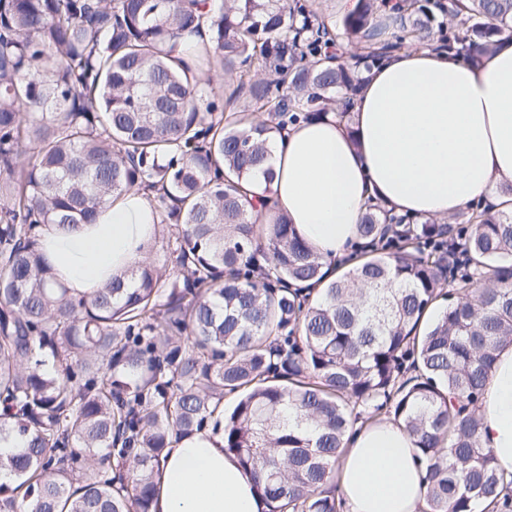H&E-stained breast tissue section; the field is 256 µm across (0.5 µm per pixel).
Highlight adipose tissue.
Returning a JSON list of instances; mask_svg holds the SVG:
<instances>
[{
	"label": "adipose tissue",
	"instance_id": "obj_1",
	"mask_svg": "<svg viewBox=\"0 0 512 512\" xmlns=\"http://www.w3.org/2000/svg\"><path fill=\"white\" fill-rule=\"evenodd\" d=\"M272 135L253 190L261 222L286 216L323 260H348L369 205L418 220L479 204L512 212V34L480 63L463 54L403 50L375 65L350 108ZM158 216L149 195L123 194L95 223L38 232L57 278L76 296L146 261ZM483 447L512 473V346L502 349L480 405ZM413 439L389 419L357 422L339 462L343 512H423L426 487ZM152 512H268L249 471L204 427L160 460Z\"/></svg>",
	"mask_w": 512,
	"mask_h": 512
}]
</instances>
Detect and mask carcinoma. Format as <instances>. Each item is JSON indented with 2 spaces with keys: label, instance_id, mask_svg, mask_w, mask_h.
<instances>
[{
  "label": "carcinoma",
  "instance_id": "1",
  "mask_svg": "<svg viewBox=\"0 0 512 512\" xmlns=\"http://www.w3.org/2000/svg\"><path fill=\"white\" fill-rule=\"evenodd\" d=\"M382 4L333 23L310 0H0V437L25 440L0 454V512H150L165 448L209 422L272 512H341L334 468L365 412L412 436L424 512H512L479 440L512 345V213L476 205L465 238L370 205L360 237L395 251L334 275L249 197L270 134L338 100L347 116L383 58L475 61L512 27V0H400L387 33ZM204 24L192 69L166 44ZM212 71L235 83L223 103ZM134 189L173 269L72 295L36 228L89 224Z\"/></svg>",
  "mask_w": 512,
  "mask_h": 512
}]
</instances>
